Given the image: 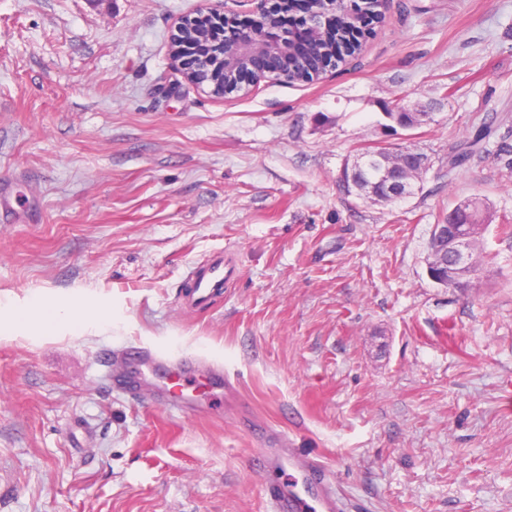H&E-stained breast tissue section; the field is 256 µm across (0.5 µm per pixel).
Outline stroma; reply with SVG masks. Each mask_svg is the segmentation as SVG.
Returning <instances> with one entry per match:
<instances>
[{
	"mask_svg": "<svg viewBox=\"0 0 512 512\" xmlns=\"http://www.w3.org/2000/svg\"><path fill=\"white\" fill-rule=\"evenodd\" d=\"M209 7L255 4L0 0V512H267L275 444L347 512H512V0H390L336 71L221 98L172 58ZM432 102L388 130L384 104ZM380 142L430 158L415 195L343 188ZM475 195L493 261L461 293L427 246ZM218 255L223 291L183 308ZM37 296L110 320L18 328ZM127 345L232 385L204 414L126 400L101 371Z\"/></svg>",
	"mask_w": 512,
	"mask_h": 512,
	"instance_id": "1",
	"label": "stroma"
}]
</instances>
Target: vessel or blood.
Listing matches in <instances>:
<instances>
[{
    "instance_id": "1",
    "label": "vessel or blood",
    "mask_w": 512,
    "mask_h": 512,
    "mask_svg": "<svg viewBox=\"0 0 512 512\" xmlns=\"http://www.w3.org/2000/svg\"><path fill=\"white\" fill-rule=\"evenodd\" d=\"M224 286V261L215 259L195 267L188 275L185 300L188 307L207 305ZM119 387L138 397L150 395L155 403L179 411L206 413L208 406L197 396L187 394L189 382H202L210 389L227 384L222 364L200 356L168 354L138 346L121 352ZM277 468L289 476L287 485L268 491L270 512H345L344 504L332 487L330 475L316 461L299 459L282 448L266 449Z\"/></svg>"
}]
</instances>
